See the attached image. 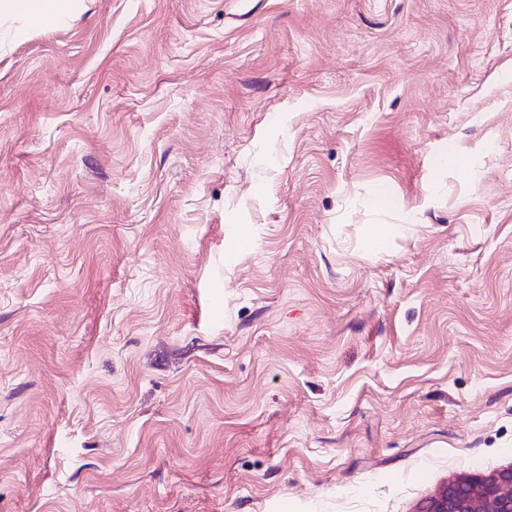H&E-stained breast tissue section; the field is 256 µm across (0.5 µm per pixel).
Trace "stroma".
Returning a JSON list of instances; mask_svg holds the SVG:
<instances>
[{"instance_id": "1", "label": "stroma", "mask_w": 512, "mask_h": 512, "mask_svg": "<svg viewBox=\"0 0 512 512\" xmlns=\"http://www.w3.org/2000/svg\"><path fill=\"white\" fill-rule=\"evenodd\" d=\"M509 466L512 0L0 17V512H420Z\"/></svg>"}]
</instances>
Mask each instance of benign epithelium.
<instances>
[{
	"mask_svg": "<svg viewBox=\"0 0 512 512\" xmlns=\"http://www.w3.org/2000/svg\"><path fill=\"white\" fill-rule=\"evenodd\" d=\"M421 512H512V466L448 482Z\"/></svg>",
	"mask_w": 512,
	"mask_h": 512,
	"instance_id": "benign-epithelium-1",
	"label": "benign epithelium"
}]
</instances>
